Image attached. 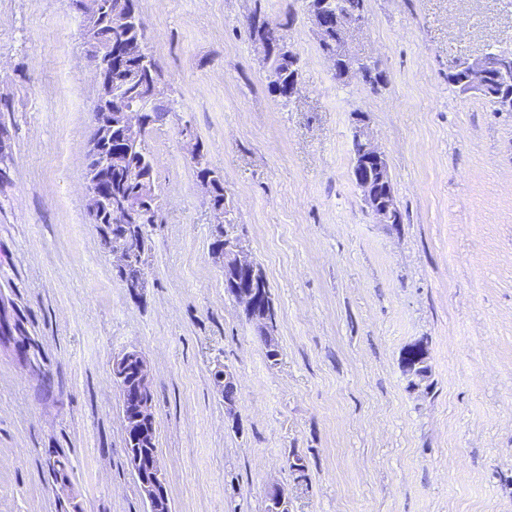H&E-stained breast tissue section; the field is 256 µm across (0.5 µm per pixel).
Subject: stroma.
Instances as JSON below:
<instances>
[{"label": "stroma", "mask_w": 512, "mask_h": 512, "mask_svg": "<svg viewBox=\"0 0 512 512\" xmlns=\"http://www.w3.org/2000/svg\"><path fill=\"white\" fill-rule=\"evenodd\" d=\"M139 6L176 108L149 138L162 222L133 297L87 212L97 88L80 20L69 0H0V293L47 359L36 377L0 349V512H61L56 450L84 512H145L112 382L131 349L151 369L173 512H265L273 486L289 512H512V112L448 82L456 61L512 52V0H368L348 46L377 62L374 91L334 79L306 0ZM256 11L300 57L289 99L268 90ZM359 112L387 157L393 228L351 175ZM186 124L268 282L278 364L225 291ZM419 341L428 390L401 365ZM58 457H63L68 460L69 469L67 472V468L63 465L62 461ZM57 458L51 460V462L48 464V470L51 474L53 485L56 493H65L70 490L72 487L71 480L68 477V473L70 476L73 472V467L71 466V463L69 459L65 456L58 455Z\"/></svg>", "instance_id": "1"}]
</instances>
